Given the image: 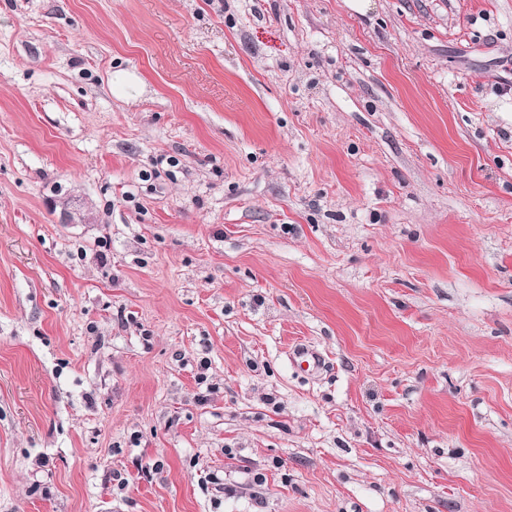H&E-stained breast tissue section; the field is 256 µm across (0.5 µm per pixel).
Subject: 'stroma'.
I'll return each mask as SVG.
<instances>
[{"label": "stroma", "instance_id": "stroma-1", "mask_svg": "<svg viewBox=\"0 0 512 512\" xmlns=\"http://www.w3.org/2000/svg\"><path fill=\"white\" fill-rule=\"evenodd\" d=\"M0 512H512V0H0ZM140 76L128 69L118 68L112 71L110 85L113 95L119 98H132L141 89Z\"/></svg>", "mask_w": 512, "mask_h": 512}]
</instances>
